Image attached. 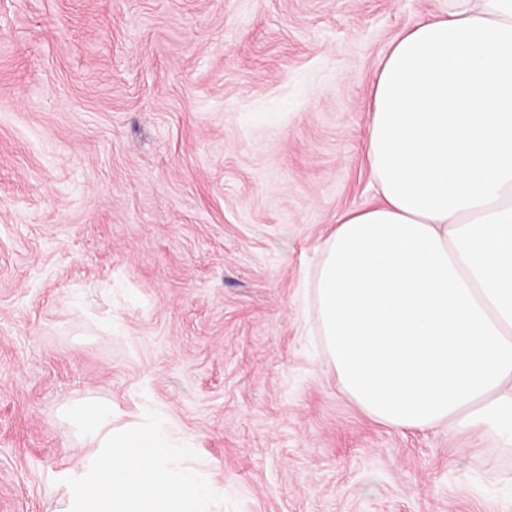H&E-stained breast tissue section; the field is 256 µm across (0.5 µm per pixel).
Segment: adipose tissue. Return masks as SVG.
I'll use <instances>...</instances> for the list:
<instances>
[{
	"label": "adipose tissue",
	"instance_id": "1",
	"mask_svg": "<svg viewBox=\"0 0 512 512\" xmlns=\"http://www.w3.org/2000/svg\"><path fill=\"white\" fill-rule=\"evenodd\" d=\"M377 204L320 244L325 362L367 416L512 448V0H448L371 91Z\"/></svg>",
	"mask_w": 512,
	"mask_h": 512
}]
</instances>
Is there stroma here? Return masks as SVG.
Wrapping results in <instances>:
<instances>
[{
  "mask_svg": "<svg viewBox=\"0 0 512 512\" xmlns=\"http://www.w3.org/2000/svg\"><path fill=\"white\" fill-rule=\"evenodd\" d=\"M448 0H0V512H56L71 401L153 410L223 512H512V452L375 422L305 281L373 202L371 84Z\"/></svg>",
  "mask_w": 512,
  "mask_h": 512,
  "instance_id": "1",
  "label": "stroma"
}]
</instances>
